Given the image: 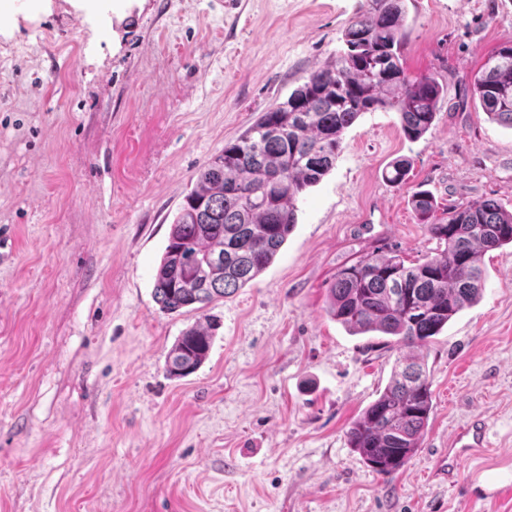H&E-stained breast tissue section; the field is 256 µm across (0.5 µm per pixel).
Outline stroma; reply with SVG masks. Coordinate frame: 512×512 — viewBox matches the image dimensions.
I'll use <instances>...</instances> for the list:
<instances>
[{
    "label": "stroma",
    "instance_id": "obj_1",
    "mask_svg": "<svg viewBox=\"0 0 512 512\" xmlns=\"http://www.w3.org/2000/svg\"><path fill=\"white\" fill-rule=\"evenodd\" d=\"M365 0H15L0 22V512H512V248L422 348L433 409L388 476L352 422L401 354L327 312L342 268L438 243L410 199L512 211V128L469 81L512 42V0H406L403 62L444 92L408 140L395 112L348 128L275 261L235 294L167 314L153 298L199 169L342 46ZM405 158V184L383 172ZM216 319L208 359L165 362ZM487 448L435 476L456 431ZM215 326L209 322L206 326L194 325L187 328L169 351L165 369L175 378L186 377L199 369L208 358Z\"/></svg>",
    "mask_w": 512,
    "mask_h": 512
}]
</instances>
